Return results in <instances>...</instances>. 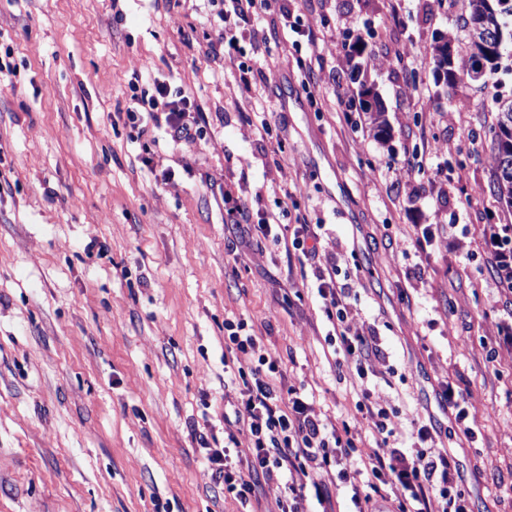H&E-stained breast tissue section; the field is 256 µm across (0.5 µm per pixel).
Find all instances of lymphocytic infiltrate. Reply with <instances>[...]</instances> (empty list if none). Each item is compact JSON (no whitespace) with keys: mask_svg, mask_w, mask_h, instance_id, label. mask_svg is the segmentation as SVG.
Returning <instances> with one entry per match:
<instances>
[{"mask_svg":"<svg viewBox=\"0 0 512 512\" xmlns=\"http://www.w3.org/2000/svg\"><path fill=\"white\" fill-rule=\"evenodd\" d=\"M210 23L216 35L210 47L222 51L235 45L232 31L238 22L261 21L282 10L281 0H208ZM125 123L137 136L148 132L156 112H164L166 134L172 142L193 141L205 130L203 113L195 99L169 84L154 82L134 96ZM291 191L276 201L277 212L255 222L252 206L225 194L226 223L241 227L260 239H272L286 255L310 261L322 312L331 326L328 342L336 352L337 370L365 378L372 360L383 358L378 337L353 329L349 321L350 288L336 280L334 264L320 259V235L303 213H296L291 235L273 234V224L288 213ZM481 255L500 288L512 293V225L494 224L485 236ZM224 347L228 353L255 355L254 365L237 367L234 377L241 386L231 418L224 421V448L208 460L213 478L225 494L241 505L256 499L263 484L284 482V512H308L309 505L325 504L331 490L342 491L348 512H471L456 457L448 451H432L429 443L438 428L435 420L415 423L410 449L389 445V424L397 408L381 406L370 389H362L355 412L367 423L375 439L369 453H362L349 424L330 430L313 413L300 389L285 386L281 357L262 349L246 320H225ZM249 435V447H239L235 433ZM298 482H289L290 474Z\"/></svg>","mask_w":512,"mask_h":512,"instance_id":"f902f5d3","label":"lymphocytic infiltrate"}]
</instances>
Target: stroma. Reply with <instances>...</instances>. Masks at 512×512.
<instances>
[{
  "instance_id": "obj_1",
  "label": "stroma",
  "mask_w": 512,
  "mask_h": 512,
  "mask_svg": "<svg viewBox=\"0 0 512 512\" xmlns=\"http://www.w3.org/2000/svg\"><path fill=\"white\" fill-rule=\"evenodd\" d=\"M287 6L324 39L339 94L307 97L306 39L269 49L279 14L237 28V57L258 70L285 144L276 159L240 117L250 93L238 71L209 50L206 0H0V47L17 67L0 87V512H280L283 485L245 508L207 460L240 395L224 372L228 318L284 357L287 384L326 427L353 422L365 451L360 387L399 408L398 448L412 421L448 420L423 391L445 379L470 389L477 440L441 434L433 448L456 456L473 512H512L508 317L476 254L484 225L512 224L489 190L490 96L512 98V54L487 86L451 92L419 56L418 98L397 58L451 29L464 52L461 0ZM357 40L363 53L337 56V43ZM156 80L189 92L208 125L174 146L157 123L146 165L123 116L132 85ZM364 86L383 104L387 139L357 111ZM407 157L408 176L392 178ZM286 184L322 227L323 259L355 290L352 326L386 350L366 378L338 377L319 303L303 290L311 268L224 225L225 190L263 213ZM430 224L449 227L431 259L404 256Z\"/></svg>"
}]
</instances>
